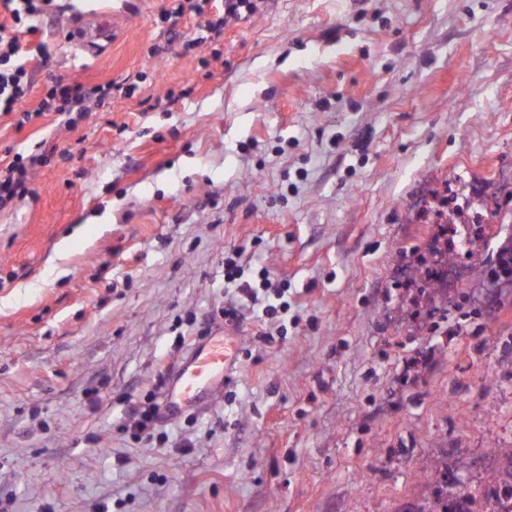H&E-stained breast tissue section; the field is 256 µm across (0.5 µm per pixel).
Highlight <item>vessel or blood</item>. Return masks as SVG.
I'll use <instances>...</instances> for the list:
<instances>
[{"label":"vessel or blood","instance_id":"b4317fda","mask_svg":"<svg viewBox=\"0 0 512 512\" xmlns=\"http://www.w3.org/2000/svg\"><path fill=\"white\" fill-rule=\"evenodd\" d=\"M232 361L233 350L226 344L195 346L172 379L164 397V412L178 413L181 401L186 399L208 398Z\"/></svg>","mask_w":512,"mask_h":512}]
</instances>
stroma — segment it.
Masks as SVG:
<instances>
[{
  "instance_id": "stroma-1",
  "label": "stroma",
  "mask_w": 512,
  "mask_h": 512,
  "mask_svg": "<svg viewBox=\"0 0 512 512\" xmlns=\"http://www.w3.org/2000/svg\"><path fill=\"white\" fill-rule=\"evenodd\" d=\"M188 0H49L25 36L40 163L0 208V500L13 512H432L512 463V0H255L204 29ZM194 41L185 51V41ZM495 247L441 251L434 204ZM266 271L288 312L244 307ZM455 275L454 285L435 269ZM233 344L214 395L152 440L132 403L190 341ZM88 97V92L84 90L81 84H57L52 86L46 97L39 103L38 107L32 111L22 112L20 123L30 122L33 119L40 118L52 112H56V116L62 117L64 124L74 126L76 123L73 114L79 117L85 112L83 106L84 101ZM439 211L442 224H448V229L455 230L457 234V224H486L489 221L488 215L475 216L473 213L469 214L465 203L459 204L456 200H448V206ZM259 283L257 286L252 285L250 282L244 281L240 283L235 288L238 290V297L236 300L231 301L227 306L224 307V320L225 322H237L238 321V311L239 307L251 303L253 305L257 304L259 299V291L262 290L264 292L269 289V278L264 271L259 272ZM263 287V288H260Z\"/></svg>"
}]
</instances>
